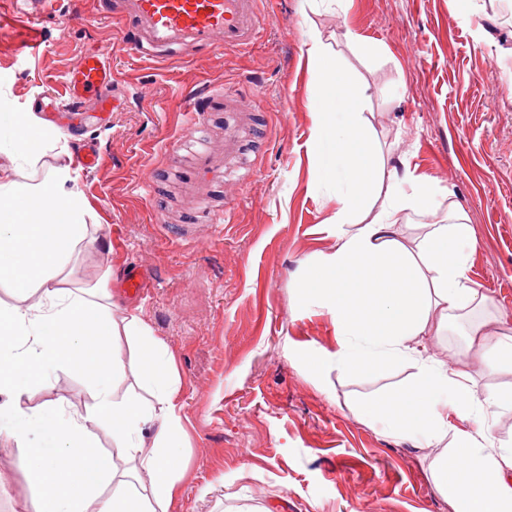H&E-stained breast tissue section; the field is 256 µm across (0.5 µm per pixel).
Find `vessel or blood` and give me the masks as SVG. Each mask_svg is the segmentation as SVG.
<instances>
[{"label": "vessel or blood", "mask_w": 512, "mask_h": 512, "mask_svg": "<svg viewBox=\"0 0 512 512\" xmlns=\"http://www.w3.org/2000/svg\"><path fill=\"white\" fill-rule=\"evenodd\" d=\"M15 18L29 19L52 10L54 0H10ZM101 13L121 23L125 43L137 59H170L189 50L241 49L259 42L264 21L259 0H97ZM114 99L112 69L103 52H85L65 78L66 111L85 105L104 108ZM248 103L227 89L191 99L187 129L171 142V153L188 152L192 163L182 181L191 221L202 220L222 231L223 206L198 213L216 187L244 168L242 129L237 112Z\"/></svg>", "instance_id": "b4317fda"}]
</instances>
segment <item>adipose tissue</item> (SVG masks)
Here are the masks:
<instances>
[{
  "mask_svg": "<svg viewBox=\"0 0 512 512\" xmlns=\"http://www.w3.org/2000/svg\"><path fill=\"white\" fill-rule=\"evenodd\" d=\"M367 99L366 87L340 68L325 70L308 99L313 155L333 191L338 232L335 250L305 277L303 294L336 326L337 369L415 367L411 384L370 400L364 415L438 448L434 482L453 512H512V442L485 432L491 408L512 411V388L480 395L472 386L473 373L486 368L512 375V337L466 276L468 216L444 210L448 191L435 181L378 163ZM71 162L67 140L35 113H0V283L14 297L0 303V426L18 443L34 494L15 512H154L180 480L175 355L141 319L115 315L111 266L69 287L66 263L93 243L95 220ZM423 208L435 222L411 249L395 228ZM465 318L471 324L455 360L430 355L424 336L448 335ZM129 339L139 344L136 372L147 400L115 393ZM61 370L87 378L92 411L70 413L59 403L24 410L31 384ZM96 428L145 467L149 494L100 450ZM33 431L44 445L29 446Z\"/></svg>",
  "mask_w": 512,
  "mask_h": 512,
  "instance_id": "adipose-tissue-1",
  "label": "adipose tissue"
}]
</instances>
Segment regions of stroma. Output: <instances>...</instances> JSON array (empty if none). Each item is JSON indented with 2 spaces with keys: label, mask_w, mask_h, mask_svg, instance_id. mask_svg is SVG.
Segmentation results:
<instances>
[{
  "label": "stroma",
  "mask_w": 512,
  "mask_h": 512,
  "mask_svg": "<svg viewBox=\"0 0 512 512\" xmlns=\"http://www.w3.org/2000/svg\"><path fill=\"white\" fill-rule=\"evenodd\" d=\"M263 40L247 49L198 50L165 63L132 59L95 0H56L33 26L0 28V110L53 112L67 70L100 49L112 64L107 122L59 126L72 150L95 145L102 165L77 185L97 218L94 244L74 254L72 286L112 267L110 291L176 357L184 431L183 476L165 512H452L435 488L433 448L366 422L361 404L409 384L414 368L368 375L322 363L336 349L331 317L300 284L334 251L336 210L315 170L308 97L311 36L368 89L366 115L386 166L407 164L449 189L448 208L473 226L468 278L512 324V6L473 0H265ZM232 86L253 102L251 169L225 191L222 236L199 243L159 217L176 210L179 175L165 145L184 131L183 100ZM146 292L130 297L123 280ZM59 401L85 414L86 379L63 370L33 386L36 409Z\"/></svg>",
  "instance_id": "stroma-1"
}]
</instances>
